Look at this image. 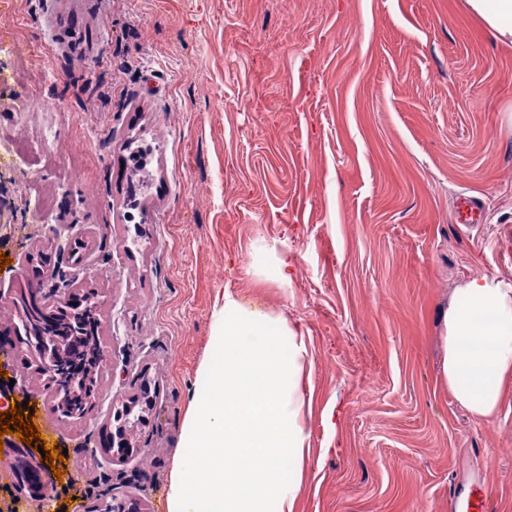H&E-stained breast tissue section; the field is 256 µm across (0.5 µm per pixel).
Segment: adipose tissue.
<instances>
[{
  "mask_svg": "<svg viewBox=\"0 0 512 512\" xmlns=\"http://www.w3.org/2000/svg\"><path fill=\"white\" fill-rule=\"evenodd\" d=\"M512 45V0H466ZM441 377L475 419L497 415L512 380V288L481 276L455 288L445 314ZM306 336L234 292L212 314L205 380L180 440L168 512H294L310 444L301 381Z\"/></svg>",
  "mask_w": 512,
  "mask_h": 512,
  "instance_id": "1",
  "label": "adipose tissue"
}]
</instances>
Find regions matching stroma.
Instances as JSON below:
<instances>
[{"label":"stroma","mask_w":512,"mask_h":512,"mask_svg":"<svg viewBox=\"0 0 512 512\" xmlns=\"http://www.w3.org/2000/svg\"><path fill=\"white\" fill-rule=\"evenodd\" d=\"M136 145L152 160L133 206ZM463 191L485 203L473 229L453 218ZM55 227L90 237L81 264ZM259 244L294 256L288 285L256 274ZM0 252V301L43 253L59 287L99 293L92 415L59 421L28 387L68 451L52 492L69 512L110 491L167 512L228 288L310 344L297 512H448L481 464L512 512V382L478 422L440 377L455 288L512 286V46L466 0H0ZM145 381L139 450L83 453Z\"/></svg>","instance_id":"stroma-1"}]
</instances>
